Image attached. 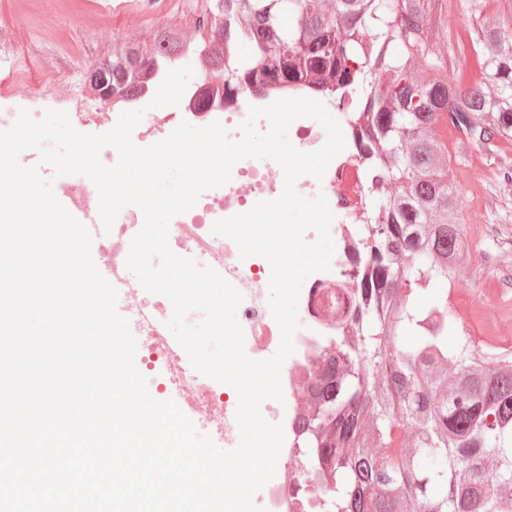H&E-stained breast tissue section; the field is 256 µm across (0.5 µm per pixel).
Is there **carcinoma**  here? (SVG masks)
I'll use <instances>...</instances> for the list:
<instances>
[{
    "label": "carcinoma",
    "instance_id": "obj_1",
    "mask_svg": "<svg viewBox=\"0 0 512 512\" xmlns=\"http://www.w3.org/2000/svg\"><path fill=\"white\" fill-rule=\"evenodd\" d=\"M473 84L444 74L439 0H208L197 29L158 28L112 44L100 63L111 96L133 101L156 68L198 55L227 92L348 89L364 113L356 140L373 195L350 311L336 321L315 400L298 422L318 512H502L512 504V356L458 330L448 288L470 254L441 121L488 151L512 143V0H463ZM250 43L252 57L224 58ZM429 306L420 305L423 293ZM439 458L441 467L423 466Z\"/></svg>",
    "mask_w": 512,
    "mask_h": 512
}]
</instances>
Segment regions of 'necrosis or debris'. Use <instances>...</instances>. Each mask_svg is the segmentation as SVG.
I'll list each match as a JSON object with an SVG mask.
<instances>
[{"instance_id": "1", "label": "necrosis or debris", "mask_w": 512, "mask_h": 512, "mask_svg": "<svg viewBox=\"0 0 512 512\" xmlns=\"http://www.w3.org/2000/svg\"><path fill=\"white\" fill-rule=\"evenodd\" d=\"M74 76V65L58 68L56 78L69 82V95L59 99L51 87H43L31 102L32 116H39L46 103L55 101L68 113L77 131L90 133L101 125L105 113L117 117L127 111V104L119 101L104 106L98 92L88 82L75 81ZM213 86L209 74L200 73L178 106L145 114L132 132L133 142L140 147L155 144L183 121L196 127L220 122L229 138L236 140L241 136L239 126L250 107L266 106L282 97L278 91L249 90L215 96L209 106H200L202 95ZM322 102L327 110L341 114L345 148L331 161L323 179L302 176L296 182V189L307 197L320 194L326 197L334 214L330 235L337 241L332 259L343 264L359 252L362 225L370 204V186L354 138L355 113L350 95L344 91L332 92L325 94ZM283 183V173L273 161L234 165L226 185L204 192L190 211L175 216L169 225V246L175 254L214 269L242 294L236 317L244 332L245 351L255 360L269 358L280 344V329L268 304L271 268L262 257L241 258L236 244L213 233L212 226L217 220L249 211L257 202L276 199ZM58 198L98 238L103 255L99 271L118 291V314L128 319L132 333L140 338L136 356L146 370L163 372L157 387L159 394L181 400L190 418L207 429L218 444L228 450L235 448L239 437L235 390L201 374L191 365L185 350L166 328L173 314L171 302L145 291L126 267L131 240L144 223L142 211L128 206L111 230H104L99 218L97 189L81 175L60 183ZM337 289L336 280L329 272L311 274L308 288L299 296L300 327L294 335L295 351L281 368L283 399L267 400L261 405L263 417L282 424L285 434L275 475L255 497L256 506L264 512H305L295 492L300 477L295 465L298 457L295 419L312 394L321 354L333 345L336 327L323 307Z\"/></svg>"}]
</instances>
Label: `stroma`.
<instances>
[{
  "label": "stroma",
  "mask_w": 512,
  "mask_h": 512,
  "mask_svg": "<svg viewBox=\"0 0 512 512\" xmlns=\"http://www.w3.org/2000/svg\"><path fill=\"white\" fill-rule=\"evenodd\" d=\"M157 14L138 11L106 15L97 0H0V29L14 35L18 54L28 55L32 44L50 37L80 59L81 73H89L100 63L109 44L115 39L145 40L161 26L194 27L205 7V0H160ZM29 57V55H28ZM32 80L26 84L6 83L0 77V88H6L15 109L25 107L40 85L51 78L56 62L29 57ZM450 157L456 158L453 170L460 191L463 222L467 230L481 232L486 256L479 275H472L471 264L459 268L457 286L451 308L462 331L449 335V348H456L462 337L475 341L493 338L496 346L512 351V318L503 309H512V236L504 237L502 227L512 228V177L490 183L481 193H473L468 180L470 170L481 164L512 163V148H502L497 155L479 152L450 134L445 139ZM500 300L499 309L477 317L474 310L480 297Z\"/></svg>",
  "instance_id": "35a3bbf8"
}]
</instances>
